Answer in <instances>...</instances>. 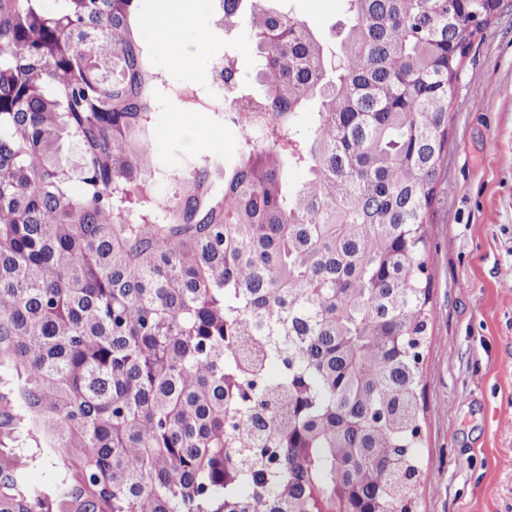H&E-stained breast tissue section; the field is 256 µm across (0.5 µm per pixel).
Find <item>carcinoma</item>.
Listing matches in <instances>:
<instances>
[{
  "label": "carcinoma",
  "instance_id": "carcinoma-1",
  "mask_svg": "<svg viewBox=\"0 0 512 512\" xmlns=\"http://www.w3.org/2000/svg\"><path fill=\"white\" fill-rule=\"evenodd\" d=\"M279 2L211 4L270 126L176 168L138 0H0V512H415L429 214L502 0H345L339 40Z\"/></svg>",
  "mask_w": 512,
  "mask_h": 512
}]
</instances>
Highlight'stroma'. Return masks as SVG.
I'll use <instances>...</instances> for the list:
<instances>
[{
    "label": "stroma",
    "mask_w": 512,
    "mask_h": 512,
    "mask_svg": "<svg viewBox=\"0 0 512 512\" xmlns=\"http://www.w3.org/2000/svg\"><path fill=\"white\" fill-rule=\"evenodd\" d=\"M316 33L343 18V0H285ZM208 49L194 31L173 42L192 66L156 56L171 87H205L211 63L234 55L253 94L258 67L246 27L225 32L206 17ZM210 130L204 150L233 161L240 135L177 98L156 114L157 150L180 166L192 149L188 126ZM431 210L430 255L436 316L423 353L420 454L429 469L418 512H512V0L476 34L448 110V153Z\"/></svg>",
    "instance_id": "1"
}]
</instances>
